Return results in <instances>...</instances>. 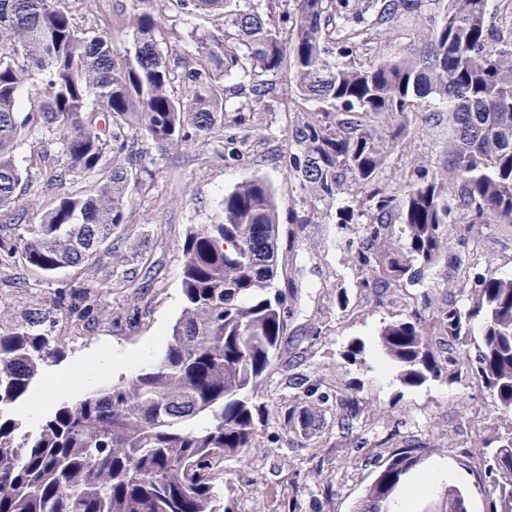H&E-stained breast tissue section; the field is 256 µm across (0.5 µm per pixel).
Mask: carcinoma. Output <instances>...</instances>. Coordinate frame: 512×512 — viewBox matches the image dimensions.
Wrapping results in <instances>:
<instances>
[{
	"label": "carcinoma",
	"mask_w": 512,
	"mask_h": 512,
	"mask_svg": "<svg viewBox=\"0 0 512 512\" xmlns=\"http://www.w3.org/2000/svg\"><path fill=\"white\" fill-rule=\"evenodd\" d=\"M154 2L132 0L122 23L132 50L119 62L112 33L76 27L61 0H0L1 223L11 220L26 181L14 156L22 132L41 130L61 157L45 171L56 197L39 223L0 239V256L19 252L52 274L112 248L147 172L143 150L127 132L162 147L222 137L224 82L243 79L238 92L264 108L277 94L270 76L284 68L302 99L330 104L294 125L291 172L322 202H334L347 178L366 189L340 210L339 221L373 215L357 262L360 271L376 273L375 285L399 288L437 263L446 224L512 229V35L490 24L489 0H448L423 50L360 66L350 57L366 32L416 15L424 0H265L276 24L254 10L230 9L233 0H166L167 15ZM212 13L224 24L200 38L174 24ZM185 37L194 42L195 60L162 49ZM27 84L38 106L22 117L19 95ZM427 98L448 103L449 178L421 169L391 193L379 183L385 143L400 139L410 108ZM109 153L126 154L127 167H104ZM73 177L94 178L93 188H68ZM395 207L407 242L379 248ZM182 255L184 306L161 357L128 379L55 403L31 432L7 408L29 396L59 346L35 330L38 317L0 328V512H234L215 489L216 470L257 447L253 399L287 327L275 289L283 255L272 184L254 177L225 194L219 217L189 230ZM472 282V302L446 306L439 322L452 343L480 323L478 354L452 361L481 379L498 410L512 413V278L486 268ZM420 322L411 313L381 333L413 384L440 370ZM290 384L319 405L335 399L340 434L367 429L357 397L304 374ZM276 419L287 428L306 424L308 415L283 406ZM415 452L403 448L380 465L359 512H390ZM485 462L491 512H512V436L497 441Z\"/></svg>",
	"instance_id": "obj_1"
}]
</instances>
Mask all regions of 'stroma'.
I'll return each mask as SVG.
<instances>
[{"label":"stroma","mask_w":512,"mask_h":512,"mask_svg":"<svg viewBox=\"0 0 512 512\" xmlns=\"http://www.w3.org/2000/svg\"><path fill=\"white\" fill-rule=\"evenodd\" d=\"M77 27L103 28L127 13L131 0H62ZM448 0H428L418 16H399L375 27L369 42L356 55L358 64L379 55H402L425 47L440 23ZM279 95L270 100L262 125L235 123L240 95L228 94L225 134L248 137L250 150L236 162L225 161L217 143L161 152L140 140L149 170L146 186L134 191L125 209V222L112 237V257L60 269L46 276L21 257L0 261V324L19 325L34 313L52 318L43 333L60 341L55 363L43 373L36 391L56 374L69 373L78 359L96 357L100 371L88 374L78 392L112 383L103 371L112 355H137L139 364L158 359L182 313V249L190 228L214 219L224 195L241 182L268 179L276 192L280 213V240L285 264L277 283L287 295V331L274 361V371L258 393L257 446L250 460L225 461L216 481L221 495L236 504L237 512H282L288 502V482L297 480L301 494L296 512H356L374 478L372 465L353 457L360 434L336 438L333 415L314 405L299 391L289 389L288 378L303 372L314 379L339 384L361 402L365 415L387 442L383 457L409 444L419 445L421 460L402 478V486L431 477L439 466L448 475L435 488L420 492L414 512H443L447 492L461 490L467 512H490L489 482L484 452L491 441L512 435V413H495L487 389L478 376L446 361L438 345L437 315L456 297L469 303L457 260L476 259L499 275L512 277V231L491 227L459 240L450 234L452 259L425 268L420 279L399 288H364L356 266V250L363 238L359 224H341L336 213L362 193L346 183L333 204L316 202L301 189L288 170V135L294 112H319L323 103L297 95L293 75L277 77ZM451 125L448 106L439 100L417 102L408 114L406 137L388 156L380 181L393 189L415 178L426 167L442 171L448 157ZM41 178L19 190L14 221L0 223V238H11L20 227L38 223L52 197ZM312 213L311 223L297 224L295 212ZM152 263L151 280H143V263ZM421 315L424 343L429 344L442 371L418 386L407 384L398 366L389 377L377 373L387 353L380 336L384 327L412 312ZM307 410L306 426L286 429L268 422V415L284 405ZM352 456L348 468L336 469V453ZM331 486L328 500L316 503L312 489Z\"/></svg>","instance_id":"1"}]
</instances>
